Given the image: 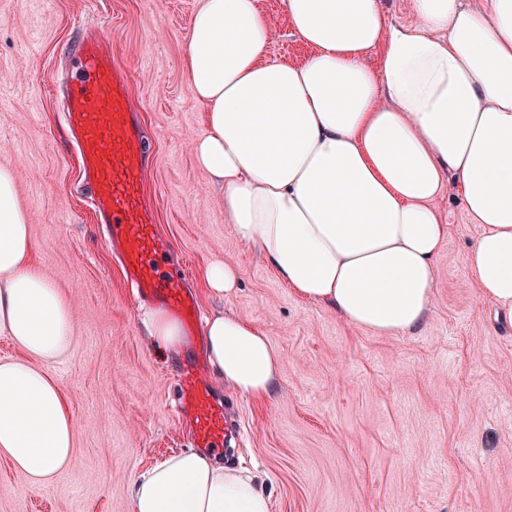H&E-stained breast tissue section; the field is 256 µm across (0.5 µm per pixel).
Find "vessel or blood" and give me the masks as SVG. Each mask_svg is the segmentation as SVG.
Here are the masks:
<instances>
[{
	"instance_id": "obj_1",
	"label": "vessel or blood",
	"mask_w": 512,
	"mask_h": 512,
	"mask_svg": "<svg viewBox=\"0 0 512 512\" xmlns=\"http://www.w3.org/2000/svg\"><path fill=\"white\" fill-rule=\"evenodd\" d=\"M68 59L65 124L81 158L92 209L110 227L109 246L140 300L195 322V303L180 278L161 274L157 265L153 217L141 196L145 136L133 116L129 79L93 31L73 40ZM178 403L192 424L195 447L213 448L226 439L228 409L211 394L199 367L184 371Z\"/></svg>"
}]
</instances>
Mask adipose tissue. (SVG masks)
Here are the masks:
<instances>
[{
  "mask_svg": "<svg viewBox=\"0 0 512 512\" xmlns=\"http://www.w3.org/2000/svg\"><path fill=\"white\" fill-rule=\"evenodd\" d=\"M310 52L268 54L259 0H201L184 69L205 109L198 165L224 188V219L279 279L346 323L401 336L423 323L448 235L435 200L461 199L480 234L467 269L512 316V0H412L395 24L380 0H284ZM377 54V66L366 58ZM0 455L37 485L75 452L74 418L44 363L75 340L67 299L38 269L12 172L0 166ZM225 385L268 397L281 358L247 318L204 331ZM256 474L189 449L147 469L131 512H270Z\"/></svg>",
  "mask_w": 512,
  "mask_h": 512,
  "instance_id": "adipose-tissue-1",
  "label": "adipose tissue"
}]
</instances>
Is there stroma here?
<instances>
[{
  "label": "stroma",
  "mask_w": 512,
  "mask_h": 512,
  "mask_svg": "<svg viewBox=\"0 0 512 512\" xmlns=\"http://www.w3.org/2000/svg\"><path fill=\"white\" fill-rule=\"evenodd\" d=\"M201 0H0V165L14 173L36 263L73 311L77 342L47 364L76 423L75 454L50 488L0 458V512H130V489L153 464L193 447L177 408L185 364L205 366L239 430L225 465L261 473L272 512H512V318L471 283L480 232L458 196L435 202L449 231L436 257L423 323L403 336L355 328L281 281L224 221V190L196 162L204 107L184 71ZM276 22L268 52H308L284 0H259ZM105 33L131 77L147 151L144 185L165 244L202 316L248 318L281 355L276 387L256 400L205 365L202 335L167 359L105 245L66 144L59 87L79 27ZM241 271L233 295L212 294L204 271Z\"/></svg>",
  "instance_id": "35a3bbf8"
}]
</instances>
